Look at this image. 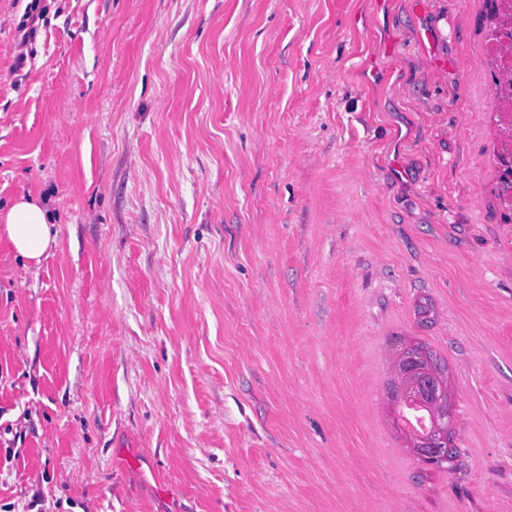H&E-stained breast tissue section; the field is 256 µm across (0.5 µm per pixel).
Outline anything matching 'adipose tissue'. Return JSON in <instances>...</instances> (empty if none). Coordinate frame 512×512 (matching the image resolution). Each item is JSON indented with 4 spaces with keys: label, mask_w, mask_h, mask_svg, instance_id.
Instances as JSON below:
<instances>
[{
    "label": "adipose tissue",
    "mask_w": 512,
    "mask_h": 512,
    "mask_svg": "<svg viewBox=\"0 0 512 512\" xmlns=\"http://www.w3.org/2000/svg\"><path fill=\"white\" fill-rule=\"evenodd\" d=\"M52 217L42 203L22 196L0 212V230L22 261L23 270L40 264L43 256L56 243L52 233Z\"/></svg>",
    "instance_id": "ef3b65f1"
}]
</instances>
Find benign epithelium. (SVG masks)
I'll return each instance as SVG.
<instances>
[{"mask_svg":"<svg viewBox=\"0 0 512 512\" xmlns=\"http://www.w3.org/2000/svg\"><path fill=\"white\" fill-rule=\"evenodd\" d=\"M394 372L399 382L394 394L395 406H419L432 419V429L421 433L404 424L400 415L393 414L395 425L406 437L407 448L430 464L444 459L456 432L447 371L426 350L414 344L399 354Z\"/></svg>","mask_w":512,"mask_h":512,"instance_id":"7a95c632","label":"benign epithelium"}]
</instances>
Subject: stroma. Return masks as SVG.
<instances>
[{
  "label": "stroma",
  "instance_id": "stroma-1",
  "mask_svg": "<svg viewBox=\"0 0 512 512\" xmlns=\"http://www.w3.org/2000/svg\"><path fill=\"white\" fill-rule=\"evenodd\" d=\"M0 0V512H512L485 0ZM456 457L391 421L407 340ZM41 0H30L27 4L22 21L18 25V33L21 35L20 46H24L35 35L36 27L34 26L36 19L43 15L44 7L39 9ZM38 11V12H37ZM16 256L22 261V269L28 272L40 264L43 256L56 244L52 234V217L37 199L25 195L15 199L2 213L0 222ZM394 372L399 386L394 394L395 413H392L395 425L406 437V448L430 464L443 460L456 433L447 371L426 350L414 344L399 354ZM403 404L427 410L432 419V429L421 433L404 424L396 413Z\"/></svg>",
  "mask_w": 512,
  "mask_h": 512
}]
</instances>
